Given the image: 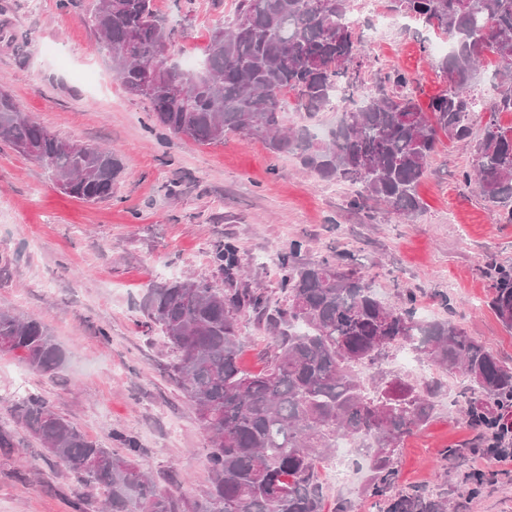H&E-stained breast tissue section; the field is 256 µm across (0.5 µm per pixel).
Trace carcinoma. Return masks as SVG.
<instances>
[{"instance_id":"carcinoma-1","label":"carcinoma","mask_w":512,"mask_h":512,"mask_svg":"<svg viewBox=\"0 0 512 512\" xmlns=\"http://www.w3.org/2000/svg\"><path fill=\"white\" fill-rule=\"evenodd\" d=\"M236 0L215 29L196 72L166 66L170 31L156 19L155 0H94L88 24L130 95L149 101L152 118L176 138L199 145L224 142L228 132L259 139L275 154H294L322 179L360 187L350 205L374 200L398 218L422 210L416 187L441 138L473 134L472 81L488 58L499 64L489 115L476 144V165L460 173L476 184L502 224H512V0H389L392 12L415 18L451 39L440 62L446 89L427 109L413 80L387 75L362 103L342 97L341 117L327 139L307 127L284 130L282 112L312 116L330 109L340 85L361 89L362 43L351 23L350 0ZM292 95L288 100L285 95ZM0 140L45 166L67 196L89 202L112 197L122 169L112 152L63 140L21 112L0 90ZM214 261L227 288L178 279L149 290L145 312L172 356L173 379L196 405L208 436V484L191 510L157 489L132 459L134 441L119 451L90 440L39 394L13 401L17 422L66 465L78 485L106 492L110 512H323L319 468L342 440L366 441L368 481L362 494L378 512H448V496L397 488V456L405 438L423 430L434 405L432 388L372 370L393 348H408L438 369L467 381L468 423L488 455L512 440V367L448 320L426 321L411 307L378 299L358 272L328 261L281 264L288 307L269 317L275 348L266 368L239 366L242 309L263 307V293L239 288L233 245L216 247ZM490 307L512 329V267L491 271ZM20 352L29 370L54 374L66 354L41 320L0 309V353Z\"/></svg>"}]
</instances>
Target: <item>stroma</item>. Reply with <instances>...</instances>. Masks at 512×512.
<instances>
[{"label": "stroma", "instance_id": "1", "mask_svg": "<svg viewBox=\"0 0 512 512\" xmlns=\"http://www.w3.org/2000/svg\"><path fill=\"white\" fill-rule=\"evenodd\" d=\"M172 38L169 63L202 58L213 30L235 0H155ZM389 0H351L365 37L366 86L377 72L417 80L420 104L445 86L434 52L442 35L412 20L376 48L368 37ZM93 0H0V89L22 112L59 138L111 149L123 172L110 199L88 203L59 192L38 161L0 142V308L42 320L66 351L54 376L31 373L19 354L0 353V429L14 445L0 448V512H102L103 491L72 482L63 463L17 423L12 400L22 379L53 410L92 440L115 447L132 437L137 461L159 489L192 502L207 480L208 437L193 404L170 379L171 357L144 313L149 288L193 276L216 288L224 276L212 259L232 243L246 269L244 286L261 289L269 308L286 304L278 272L262 259L299 264L327 260L359 271L387 304L412 297L417 316L447 319L512 366V330L489 307L492 266L512 267V224H502L459 173L476 162L474 144L443 142L418 188L422 212L404 220L375 201L351 207L354 189L329 192L328 181L292 154L228 135L201 146L168 134L147 101L125 92L86 19ZM302 249L289 254L291 242ZM241 363L264 368L274 345L266 321L240 316ZM393 351L385 378L440 382L437 414L407 438L398 457L400 487L447 492L457 512H512V464L473 451L446 457L471 434L455 401L460 376L430 362L401 363ZM490 482L469 496L466 477Z\"/></svg>", "mask_w": 512, "mask_h": 512}]
</instances>
